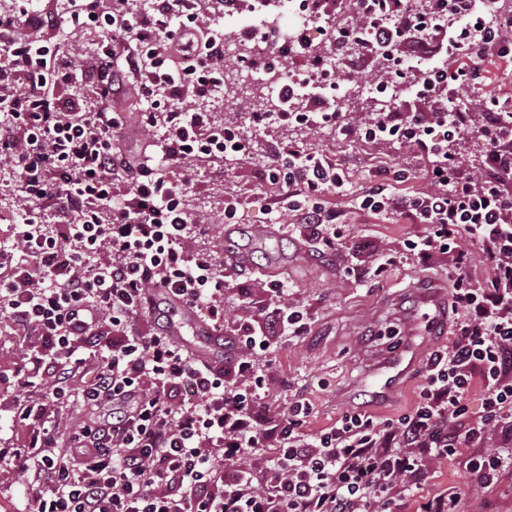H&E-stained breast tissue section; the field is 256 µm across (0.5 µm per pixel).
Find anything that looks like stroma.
Listing matches in <instances>:
<instances>
[{"mask_svg": "<svg viewBox=\"0 0 512 512\" xmlns=\"http://www.w3.org/2000/svg\"><path fill=\"white\" fill-rule=\"evenodd\" d=\"M32 7L34 26L50 45L83 57L97 52L90 33L74 30L62 20L56 0H33ZM478 67L476 95L460 102L477 126L484 119V96L512 98V59L489 56ZM352 74L360 79L361 90L342 96L341 101L351 121H363L377 111L375 86L388 75L382 60L368 56L361 57ZM264 98L258 89L237 94L219 90L215 104L220 124L238 128L249 138L248 155L238 161L191 158L173 172L178 179L190 177L185 206L208 227L192 245L210 253L217 273L224 277L228 286L224 307L230 325H238L270 304L269 288L277 283L287 288L289 303L303 310L309 323L307 334L279 344L275 351L256 352L255 359L269 376L272 400L284 406L296 401L309 406L310 415L303 425L306 433L334 427L355 408L382 420L398 419L412 409L424 379L421 371H414L391 400H375L368 385L370 373L390 354L388 344L379 340L377 333L392 326L404 328L406 343L415 345L424 359L446 346L451 318L441 319L424 336L414 323L413 312L420 294L448 297L449 263L444 255L426 261L412 256L390 267L383 277L358 278V270L372 267L380 257L404 252L406 240L415 238L423 227L397 216L385 219L361 211L355 199L387 168L403 169L411 175L409 181L397 185V192L427 191V162L398 144H374L329 129L277 124L263 132L254 131L250 115L259 111ZM281 145L327 155L343 168L344 191L328 195L340 214L337 229L342 238L335 249L317 250L297 235L266 242L254 239V227L273 221L268 207L277 190L269 183L266 170L271 152ZM231 196L243 203L233 239L252 252L253 260L246 267L230 265L224 256V201ZM243 295L249 297L250 307L240 306ZM33 343L32 337L15 331L0 317V449L18 447L27 438L26 427L17 422V412L19 400L28 398L30 392L19 386L17 360ZM441 494L458 495L462 512H512V473L496 485L476 491L458 461L437 464L414 496L406 499L403 512H424L425 504Z\"/></svg>", "mask_w": 512, "mask_h": 512, "instance_id": "1", "label": "stroma"}]
</instances>
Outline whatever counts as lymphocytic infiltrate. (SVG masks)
Listing matches in <instances>:
<instances>
[{
	"mask_svg": "<svg viewBox=\"0 0 512 512\" xmlns=\"http://www.w3.org/2000/svg\"><path fill=\"white\" fill-rule=\"evenodd\" d=\"M69 18L126 34L116 52L103 40L82 75L95 106L64 99L78 75L73 57L46 56L36 36L23 34L25 0L0 13V160L19 175L16 206L24 223L0 243V311L23 332L42 337L47 355L27 354L21 387L40 374L79 369L85 406L111 408L112 419L85 422L61 435L45 425V407L24 404L20 421L33 424L27 445L10 451L16 470L34 487L31 512H397L396 495L413 494L427 461L463 458L471 483L497 484L512 471V452L484 448L493 429L512 443V101L490 97L484 123L471 128L456 101L474 85L472 43L485 53L512 55V41L465 4L459 24L445 27L438 12L417 14L408 0L364 8L360 26L331 31L335 44L356 42L386 60L392 83L439 95L435 112L377 113L352 126L322 93L317 109L293 111L309 79L278 74L279 107L257 112L253 125L332 128L373 143L397 142L428 161L429 192L398 194L374 182L357 198L360 210L406 217L424 230L409 250L446 254L451 307L459 318L448 345L430 353L425 383L408 414L378 420L358 410L329 431L303 430L305 404L272 406L267 380L254 359L213 367L173 342L163 328L144 333L138 321L155 314L156 294H171L216 329L224 327V278L186 242L197 224L186 210L184 184L166 170L200 155L231 161L246 155L240 132L213 126L206 102L220 80L224 38L215 19L190 12L185 0H157L150 19L130 12L104 15L97 0H71ZM457 54L464 66L444 62ZM132 76L148 104L136 125L112 108L122 75ZM163 168L133 161L116 144L155 128ZM486 142L477 173L461 168L457 146L470 133ZM305 239L336 246L338 214L326 200L343 190L337 165L319 153L279 149L267 168ZM52 206L56 223L41 213ZM487 263L485 283L470 273L473 254ZM271 290L263 324L244 323L237 340L269 351L308 329L299 307ZM112 331L104 362L88 357L99 325ZM484 389L471 414L467 396ZM67 447H59L60 437ZM276 455L261 472L246 459L267 441Z\"/></svg>",
	"mask_w": 512,
	"mask_h": 512,
	"instance_id": "1",
	"label": "lymphocytic infiltrate"
}]
</instances>
